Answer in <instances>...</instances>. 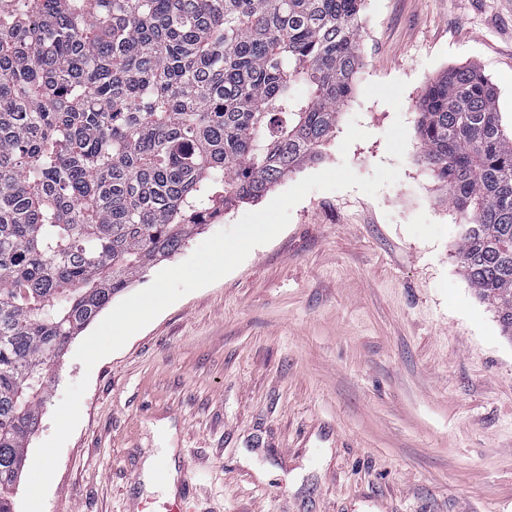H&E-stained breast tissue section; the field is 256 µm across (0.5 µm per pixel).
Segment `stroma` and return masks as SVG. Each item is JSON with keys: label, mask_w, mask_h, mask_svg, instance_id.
<instances>
[{"label": "stroma", "mask_w": 512, "mask_h": 512, "mask_svg": "<svg viewBox=\"0 0 512 512\" xmlns=\"http://www.w3.org/2000/svg\"><path fill=\"white\" fill-rule=\"evenodd\" d=\"M362 68L321 160L400 167L376 196L314 191L289 225L217 282L161 312L85 371L72 339L29 451L88 378L44 512H512V340L456 258L448 191L420 158L415 103L430 79L479 67L512 125V0H365ZM407 81L402 107L364 97ZM408 130L404 159L384 134ZM368 131L348 153L349 121ZM244 202L147 268L133 295L263 208ZM174 465V491L146 466Z\"/></svg>", "instance_id": "obj_1"}]
</instances>
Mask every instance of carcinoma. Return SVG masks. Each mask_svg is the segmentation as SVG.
<instances>
[{
    "label": "carcinoma",
    "mask_w": 512,
    "mask_h": 512,
    "mask_svg": "<svg viewBox=\"0 0 512 512\" xmlns=\"http://www.w3.org/2000/svg\"><path fill=\"white\" fill-rule=\"evenodd\" d=\"M364 0H0V512L65 347L211 216L321 156ZM306 84L310 95L295 96ZM457 258L512 337V130L475 66L417 105Z\"/></svg>",
    "instance_id": "1"
}]
</instances>
